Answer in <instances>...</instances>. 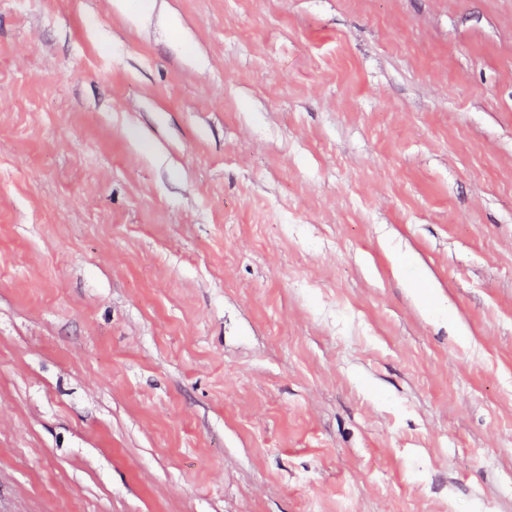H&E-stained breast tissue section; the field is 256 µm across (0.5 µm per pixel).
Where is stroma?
Here are the masks:
<instances>
[{
  "instance_id": "35a3bbf8",
  "label": "stroma",
  "mask_w": 512,
  "mask_h": 512,
  "mask_svg": "<svg viewBox=\"0 0 512 512\" xmlns=\"http://www.w3.org/2000/svg\"><path fill=\"white\" fill-rule=\"evenodd\" d=\"M0 512H512V0H0Z\"/></svg>"
}]
</instances>
